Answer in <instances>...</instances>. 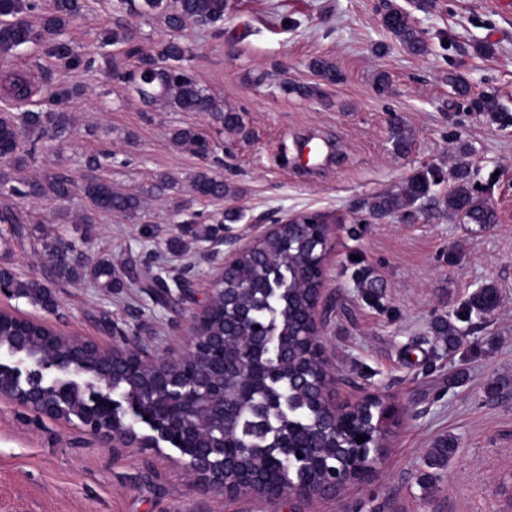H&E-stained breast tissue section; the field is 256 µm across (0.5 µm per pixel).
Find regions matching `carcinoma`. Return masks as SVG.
Masks as SVG:
<instances>
[{"label": "carcinoma", "instance_id": "carcinoma-1", "mask_svg": "<svg viewBox=\"0 0 512 512\" xmlns=\"http://www.w3.org/2000/svg\"><path fill=\"white\" fill-rule=\"evenodd\" d=\"M226 0H144L145 12L158 11L172 32L183 30L187 24L215 26L224 22ZM381 22L391 37L408 52L423 55L428 45L414 20L393 0H385ZM88 9L87 0H53L51 8L42 11L38 0H0V55L6 56L25 45H35L44 55L72 71L93 68L92 57L79 52L64 36L73 21ZM135 54L138 66L124 69L113 61L111 75L134 87L148 102H164L179 112H210L228 132H242L241 115L233 109H221L205 94L188 61V48L176 39L161 45L157 54L144 53L136 48L125 51ZM309 68L321 84L284 80L280 90L286 95L310 98L321 94V86L334 85L340 80L335 64L326 58H316ZM448 86L453 95L466 99L476 112L501 126H512V112L505 107L494 89L472 96L468 80L459 73H448ZM4 89L19 105L29 102L37 92L28 79L15 76L4 81ZM49 108L27 110L20 116H0V164L13 171L24 169L46 143L61 139L72 125L70 104L81 94L78 86H57L47 89ZM174 145L193 155L208 159L212 151L209 134L194 127H176L170 132ZM393 152L403 155L410 149L412 138L405 126L394 121L390 125ZM474 147L461 143L451 170L452 185L444 194L439 186L446 181L443 173L433 167L416 170L398 191L382 193L366 202L368 220L394 218L401 222L416 221L430 207L439 208L465 224L486 227L497 223L498 215L490 200L479 190L469 157ZM0 173V184L24 199L51 196L67 200L79 191L91 204V212L80 223L93 224L97 212L136 216L143 208L136 192L112 189V184L97 177L86 176L77 183L62 173H45L40 177L17 179ZM196 196L222 199L230 186L210 167L196 172L191 180ZM290 241L269 237L242 254L225 287L238 292L240 301L250 308L252 320L238 323L242 336H251L255 326L272 323L283 348L288 351V368H283L272 353L258 351L248 344L229 348L225 356L239 360L249 379L247 390L238 397L239 417L235 428L224 432L214 424L209 428L210 443L226 447L224 477L232 482L238 466L243 463L262 465L276 470L284 485L295 488L299 482L311 481V489H319L331 479H347L373 459L369 446L384 445L389 430L377 424L376 407L370 405L359 415H349L323 405L318 392L324 383L323 375L315 368V349L304 339L308 305L318 287L320 274L312 264L320 244L311 237L312 227L287 228ZM28 235L26 218L13 205L0 207V239L21 240ZM43 249L51 256V265L39 277L21 279L9 266H0V284L18 298H28L44 307L53 305L51 289L65 283L89 279L105 290L121 287L122 276L112 267V259L91 255L75 242L61 236L40 238ZM159 269L144 288L158 302L166 299L169 283ZM355 287L363 290L366 299H373L380 285L359 267L352 274ZM500 303L499 289L484 284L468 294L462 305L449 316L434 322L437 336H442L448 348L459 346L466 335L464 325L493 313ZM0 351L39 367L51 376L50 384L62 388L68 407L82 409L92 402L93 392L84 382L94 383L100 390L109 387L116 392L141 395L147 373L134 367L122 375L115 372L102 380L110 366V358L98 352H85L71 357L69 342L47 332L39 323L23 324L6 312L0 314ZM366 436L365 446L357 447V436ZM452 438L439 440L428 452L430 464L443 467L454 452ZM297 448L302 454L299 468L282 460V449Z\"/></svg>", "mask_w": 512, "mask_h": 512}]
</instances>
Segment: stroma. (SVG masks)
Listing matches in <instances>:
<instances>
[{
	"instance_id": "obj_1",
	"label": "stroma",
	"mask_w": 512,
	"mask_h": 512,
	"mask_svg": "<svg viewBox=\"0 0 512 512\" xmlns=\"http://www.w3.org/2000/svg\"><path fill=\"white\" fill-rule=\"evenodd\" d=\"M414 19L429 51L413 55L381 24L380 0H227L222 34L188 25L172 35L161 14L117 8V0H88L89 9L66 36L96 60L92 72H60L35 46L0 59L7 74H49L84 87L71 106L74 127L39 154L25 174L59 172L81 179L90 157L99 177L119 191H138V217L101 213L91 254L109 256L125 285L105 292L83 281L56 289L48 310L0 295V310L42 322L54 331L109 350L139 347L159 359L183 349L193 315L207 302L220 263L210 255L209 230L227 209L241 218L225 234L245 235L264 220L308 212L325 215L326 291L335 305L326 324L336 375V402L352 406L375 395L395 408L377 472L346 485L336 497L312 503L255 499L203 491L178 453L112 448L78 421L35 417L0 401V512H512V127L469 111L447 83L464 75L473 93L496 88L512 109V0H396ZM126 27L151 53L171 37L191 50L189 65L219 107L243 117L244 133L219 130L207 112H178L142 101L131 85L112 79L107 62L126 69L137 60L105 32ZM489 43L492 55L475 45ZM335 62L342 79L323 96L282 93L288 78L315 82L311 60ZM386 73L390 87L377 93ZM401 121L412 149L397 156L389 140ZM176 126L207 129L217 166L234 197L199 201L190 187L200 158L176 148ZM330 139L334 154L314 166L294 157V142ZM472 144L471 161L499 221L487 228L428 211L412 223L367 224L350 240L359 204L395 191L418 168L448 169L459 142ZM28 219L25 239L0 242L22 277L42 274L51 258L40 238L58 231L81 240L75 218L88 209L82 194L70 200H19ZM207 223L192 224L193 212ZM359 256L382 283L380 303L366 302L350 279ZM166 268L186 277L187 297L161 305L139 281ZM495 282L501 303L475 325L455 352L432 333L435 319L453 313L468 293ZM458 442L435 487L419 482L437 439Z\"/></svg>"
}]
</instances>
